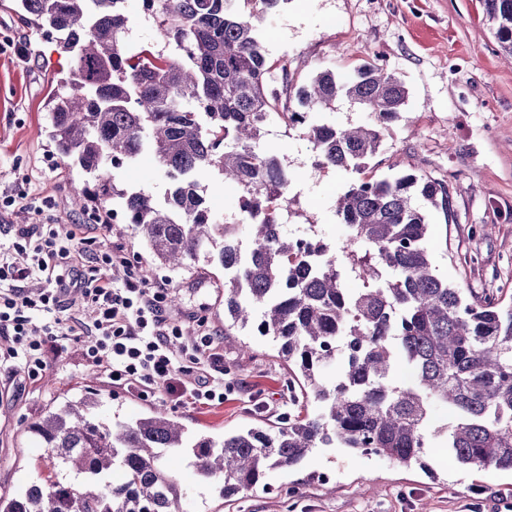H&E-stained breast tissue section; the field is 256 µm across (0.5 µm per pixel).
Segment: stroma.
<instances>
[{
    "mask_svg": "<svg viewBox=\"0 0 512 512\" xmlns=\"http://www.w3.org/2000/svg\"><path fill=\"white\" fill-rule=\"evenodd\" d=\"M270 57L288 63L293 86L329 69L347 75L364 64L387 69L408 91L397 120L382 130V146L364 173L319 168L301 126L271 115L260 143L291 178L289 225L315 226L343 246L346 229L336 199L360 178L405 171L444 181L449 211L430 209V251L435 272L465 292L512 302V64L505 63L488 21L485 0H287L260 24ZM25 48L19 58L15 47ZM65 63L54 40L0 9V192L15 205L0 220V245H10L14 224L51 219L61 230L90 236L89 254L119 250L131 268L147 271L149 285H166L176 306L166 315L192 338L198 323L224 327V271L198 263L192 271L156 266L142 237L122 216L101 224L83 192L85 181L49 140L51 82ZM122 186L164 197L169 181L149 157L118 170ZM49 198L47 216L28 207ZM473 256L464 266L459 255ZM224 402L193 408L168 398H140L90 369L80 342L68 341L61 358L36 379L0 363V495L43 476L47 449L29 424L48 407L97 390L102 419H135L152 411L177 417L190 429L219 436L249 425L274 426L317 413L299 402L274 343L245 329L224 347ZM426 467L399 465L346 448H318L299 465L273 469L256 488L231 499L184 465L182 512H512V473L460 467L446 449L432 446Z\"/></svg>",
    "mask_w": 512,
    "mask_h": 512,
    "instance_id": "obj_1",
    "label": "stroma"
}]
</instances>
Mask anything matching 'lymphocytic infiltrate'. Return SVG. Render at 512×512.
I'll list each match as a JSON object with an SVG mask.
<instances>
[{
  "instance_id": "obj_1",
  "label": "lymphocytic infiltrate",
  "mask_w": 512,
  "mask_h": 512,
  "mask_svg": "<svg viewBox=\"0 0 512 512\" xmlns=\"http://www.w3.org/2000/svg\"><path fill=\"white\" fill-rule=\"evenodd\" d=\"M75 238L51 224L28 225L15 229L11 249H0V335L12 341L0 357L34 379L70 336L81 334L88 366L113 384L139 387L145 397L161 390L194 407L223 403L218 332L203 326L193 342H183L180 327L165 315L167 289L147 287L133 272L119 285L108 280L104 269L126 262L117 251L101 252L94 266L80 269ZM35 277L44 286L28 291L25 284ZM74 294L87 304L89 320L70 315Z\"/></svg>"
}]
</instances>
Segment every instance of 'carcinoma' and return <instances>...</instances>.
I'll return each mask as SVG.
<instances>
[{"mask_svg":"<svg viewBox=\"0 0 512 512\" xmlns=\"http://www.w3.org/2000/svg\"><path fill=\"white\" fill-rule=\"evenodd\" d=\"M95 2L92 11L89 0H0L68 54L48 103L56 154L91 178L102 223L119 207L157 263L221 266L224 342L256 327L322 411L216 438L161 412L104 421L99 393L89 389L29 426L48 449V475L0 495V512H181L176 463L226 499L316 448L425 469L426 448L438 441L463 467L512 471V304L465 297L434 273L416 199L446 212L448 187L410 173L351 184L337 200L347 238L336 249L281 235L288 170L255 149L271 113L282 110L306 126L317 165L360 172L405 104L401 80L364 65L344 79L321 71L293 93L288 66L270 61L258 14H245L240 0H148L168 54L130 44L127 0ZM486 11L512 59V0H486ZM341 97L374 122H310ZM147 151L170 180L162 202L117 185L116 170ZM204 174L236 186L237 223L216 220L200 193ZM241 225L249 227L246 251ZM350 277L362 288L349 291ZM336 362L329 381L324 369ZM401 369L409 380L395 379ZM439 407L451 417L441 425L433 421Z\"/></svg>","mask_w":512,"mask_h":512,"instance_id":"carcinoma-1","label":"carcinoma"}]
</instances>
